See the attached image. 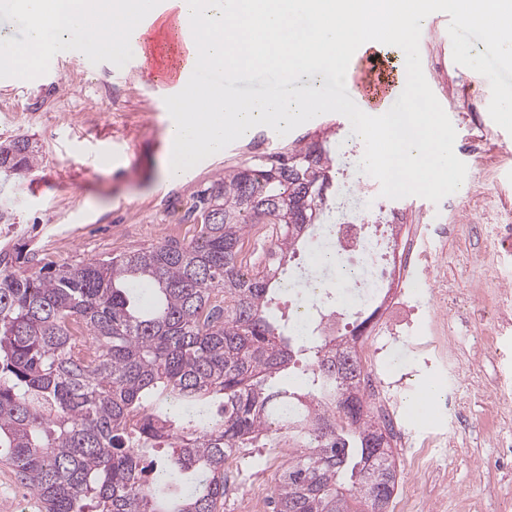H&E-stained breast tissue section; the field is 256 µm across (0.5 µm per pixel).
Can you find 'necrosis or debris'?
I'll use <instances>...</instances> for the list:
<instances>
[{
  "instance_id": "1",
  "label": "necrosis or debris",
  "mask_w": 512,
  "mask_h": 512,
  "mask_svg": "<svg viewBox=\"0 0 512 512\" xmlns=\"http://www.w3.org/2000/svg\"><path fill=\"white\" fill-rule=\"evenodd\" d=\"M447 234V225L406 224L398 213L382 209L370 218L359 208L342 212L328 239L333 268L304 271L303 285L288 308L291 326L302 336L341 335L342 310L348 305L370 313V321L348 343L358 350L361 385L375 417L387 428L392 447L411 449L408 465L421 480L433 468L430 449L458 454L446 426L449 415L463 409L477 410L499 454L512 456V438L504 434L512 409L490 394L477 400L454 392L444 395L430 406L422 438L398 425L396 404L401 394L415 391L414 378L422 369L450 357L461 345L477 363L500 356L498 335L512 327V290L494 284L486 290L493 311L478 304L464 312L470 321L491 320L493 333L446 335L448 305L456 296L437 270L435 251Z\"/></svg>"
}]
</instances>
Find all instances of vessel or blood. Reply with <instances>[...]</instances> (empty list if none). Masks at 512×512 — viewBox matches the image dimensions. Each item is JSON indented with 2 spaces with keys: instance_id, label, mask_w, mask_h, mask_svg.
I'll list each match as a JSON object with an SVG mask.
<instances>
[{
  "instance_id": "1",
  "label": "vessel or blood",
  "mask_w": 512,
  "mask_h": 512,
  "mask_svg": "<svg viewBox=\"0 0 512 512\" xmlns=\"http://www.w3.org/2000/svg\"><path fill=\"white\" fill-rule=\"evenodd\" d=\"M149 29L157 33L153 45H146L141 34L132 35L130 44L133 57L129 62L131 69L141 70L158 63L165 51L172 48L168 28L157 22H149ZM377 52L373 47H366L356 57L351 75L346 79L347 94L365 113L377 116L387 112L402 93L405 76L388 70L376 60Z\"/></svg>"
}]
</instances>
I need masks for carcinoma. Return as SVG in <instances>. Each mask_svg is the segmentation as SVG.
<instances>
[{
  "label": "carcinoma",
  "instance_id": "1",
  "mask_svg": "<svg viewBox=\"0 0 512 512\" xmlns=\"http://www.w3.org/2000/svg\"><path fill=\"white\" fill-rule=\"evenodd\" d=\"M29 138L0 141V175L35 170ZM336 160L320 142L232 169L199 196L189 243L26 274L0 251V460L41 512H222L227 463L288 445L273 512H366L390 503L393 454L364 399L360 364L269 307L305 229L336 207ZM255 224L280 230L247 270Z\"/></svg>",
  "mask_w": 512,
  "mask_h": 512
}]
</instances>
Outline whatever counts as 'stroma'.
<instances>
[{"mask_svg":"<svg viewBox=\"0 0 512 512\" xmlns=\"http://www.w3.org/2000/svg\"><path fill=\"white\" fill-rule=\"evenodd\" d=\"M448 14L436 12L422 20L419 51L423 72L456 130L454 152L471 163V181L463 193L440 202L419 196L389 200L390 208L408 213L413 223L444 224L455 220L458 230L448 238L449 274L466 278L472 260L481 258L512 287V251L497 250L485 236L471 232L480 223L466 205L474 191L484 154L498 157L494 183L487 198L490 209L512 225V150L502 148L507 132L491 118V88L486 77L453 60ZM52 80H0V140L26 135L36 142L42 162L33 173L0 178V208H9L12 221L0 224V248H22L26 267L78 263L136 250L171 238L190 240L195 233L198 194L223 177L225 171L258 163L277 148L291 147L301 137L330 139L333 150L364 144L338 113L306 122L267 144V127L226 148L223 155L201 161L174 182H164L162 166L169 152L167 113L158 111L155 75L139 70L115 76L111 63L88 69L83 54L62 51L54 59ZM469 455L448 460L433 450L437 465L449 467L453 483L444 488L419 487L417 504L426 508L431 496L446 497V512H512V485L501 497L480 492L473 477L474 460L492 449L477 434L470 435Z\"/></svg>","mask_w":512,"mask_h":512,"instance_id":"35a3bbf8","label":"stroma"}]
</instances>
